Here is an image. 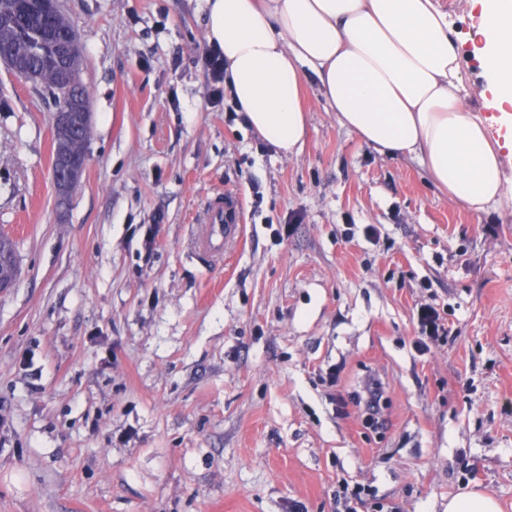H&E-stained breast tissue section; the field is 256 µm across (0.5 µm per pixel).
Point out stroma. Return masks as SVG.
I'll list each match as a JSON object with an SVG mask.
<instances>
[{"mask_svg":"<svg viewBox=\"0 0 512 512\" xmlns=\"http://www.w3.org/2000/svg\"><path fill=\"white\" fill-rule=\"evenodd\" d=\"M445 2L466 105L492 115L474 0ZM64 12L92 111L65 206L54 101L0 64V512H338L346 487L362 512H448L467 485L512 512V154L502 210L475 213L342 127L309 71L289 159L211 97L206 0ZM227 193L245 239L200 265ZM425 305L449 335L422 351Z\"/></svg>","mask_w":512,"mask_h":512,"instance_id":"obj_1","label":"stroma"}]
</instances>
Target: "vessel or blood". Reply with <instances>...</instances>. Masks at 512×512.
<instances>
[{
  "label": "vessel or blood",
  "instance_id": "obj_1",
  "mask_svg": "<svg viewBox=\"0 0 512 512\" xmlns=\"http://www.w3.org/2000/svg\"><path fill=\"white\" fill-rule=\"evenodd\" d=\"M243 203L238 196L228 194L223 204L211 207L197 227L196 246L203 258L222 255L226 249L243 239Z\"/></svg>",
  "mask_w": 512,
  "mask_h": 512
}]
</instances>
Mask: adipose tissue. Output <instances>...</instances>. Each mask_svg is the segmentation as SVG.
<instances>
[{
    "label": "adipose tissue",
    "instance_id": "obj_1",
    "mask_svg": "<svg viewBox=\"0 0 512 512\" xmlns=\"http://www.w3.org/2000/svg\"><path fill=\"white\" fill-rule=\"evenodd\" d=\"M210 45L246 123L285 157L307 115L302 66L341 126L388 155H414L452 201L477 213L504 200L512 150V0H476L478 57L496 119L469 111L460 51L439 0H206Z\"/></svg>",
    "mask_w": 512,
    "mask_h": 512
}]
</instances>
